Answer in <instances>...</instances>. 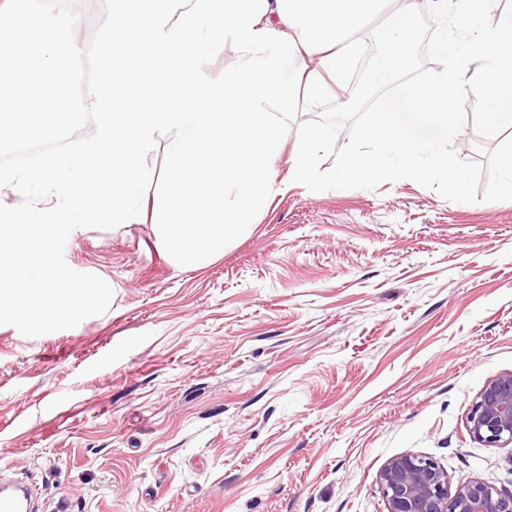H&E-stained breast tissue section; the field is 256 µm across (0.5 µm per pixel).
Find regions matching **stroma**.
<instances>
[{"label":"stroma","mask_w":512,"mask_h":512,"mask_svg":"<svg viewBox=\"0 0 512 512\" xmlns=\"http://www.w3.org/2000/svg\"><path fill=\"white\" fill-rule=\"evenodd\" d=\"M65 260L109 309L0 325V471L40 512H385L405 453L512 490V445L466 425L512 370V201L296 184L200 267L152 223L75 229Z\"/></svg>","instance_id":"1"}]
</instances>
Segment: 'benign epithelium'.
<instances>
[{
    "label": "benign epithelium",
    "mask_w": 512,
    "mask_h": 512,
    "mask_svg": "<svg viewBox=\"0 0 512 512\" xmlns=\"http://www.w3.org/2000/svg\"><path fill=\"white\" fill-rule=\"evenodd\" d=\"M467 427L486 447L512 445V370L485 383L468 411ZM378 483L386 512H512V491L474 480L451 492L447 472L419 454L389 459Z\"/></svg>",
    "instance_id": "benign-epithelium-1"
}]
</instances>
